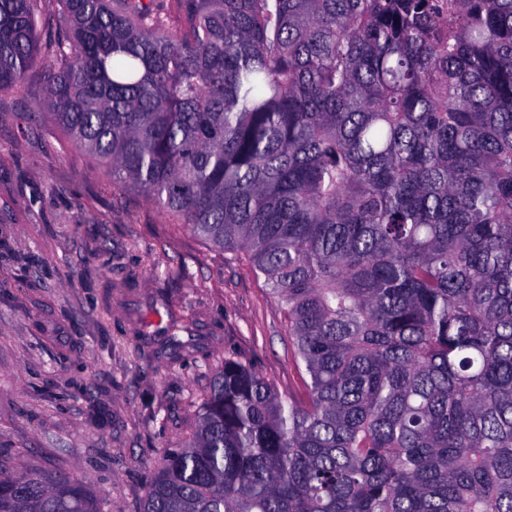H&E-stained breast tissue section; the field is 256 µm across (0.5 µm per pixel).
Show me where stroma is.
<instances>
[{"label": "stroma", "mask_w": 512, "mask_h": 512, "mask_svg": "<svg viewBox=\"0 0 512 512\" xmlns=\"http://www.w3.org/2000/svg\"><path fill=\"white\" fill-rule=\"evenodd\" d=\"M42 65L0 92V472L64 474L100 512H142L225 359L281 394L301 372L246 255L114 185L42 104Z\"/></svg>", "instance_id": "obj_1"}]
</instances>
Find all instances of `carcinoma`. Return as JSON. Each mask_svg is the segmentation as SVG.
<instances>
[{
    "label": "carcinoma",
    "mask_w": 512,
    "mask_h": 512,
    "mask_svg": "<svg viewBox=\"0 0 512 512\" xmlns=\"http://www.w3.org/2000/svg\"><path fill=\"white\" fill-rule=\"evenodd\" d=\"M0 0L26 88L278 300L304 396L227 358L143 512H512V0ZM0 512H98L66 475Z\"/></svg>",
    "instance_id": "obj_1"
}]
</instances>
